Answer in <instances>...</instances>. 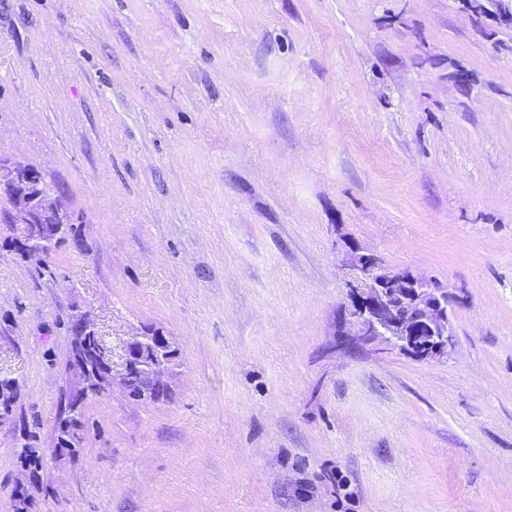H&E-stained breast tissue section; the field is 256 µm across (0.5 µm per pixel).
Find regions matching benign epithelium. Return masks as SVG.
Returning a JSON list of instances; mask_svg holds the SVG:
<instances>
[{"label":"benign epithelium","instance_id":"benign-epithelium-1","mask_svg":"<svg viewBox=\"0 0 512 512\" xmlns=\"http://www.w3.org/2000/svg\"><path fill=\"white\" fill-rule=\"evenodd\" d=\"M14 200L11 220L20 225L17 246L28 254L42 252L55 240L56 228L71 223L69 211L48 199L42 177L26 167L0 163V192ZM362 281L350 287L347 315L364 341L382 339L392 348L422 360L448 357L454 331L448 316V291L438 283L382 267L371 255L354 256ZM67 396L62 410L73 414L88 395V380L104 384L112 378V358L106 348L89 355H71ZM174 353L164 337L144 333L126 349L123 377L160 375Z\"/></svg>","mask_w":512,"mask_h":512}]
</instances>
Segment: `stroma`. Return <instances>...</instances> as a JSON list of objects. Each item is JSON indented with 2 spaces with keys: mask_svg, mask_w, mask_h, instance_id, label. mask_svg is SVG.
I'll return each instance as SVG.
<instances>
[{
  "mask_svg": "<svg viewBox=\"0 0 512 512\" xmlns=\"http://www.w3.org/2000/svg\"><path fill=\"white\" fill-rule=\"evenodd\" d=\"M0 161L84 243L22 256L0 196V512H512V27L461 0H0ZM357 251L447 288V358L358 339ZM77 314L112 388L56 455ZM149 328L160 400L121 384ZM174 353L169 350L163 336H153L145 332L139 339L131 342L126 349L123 377L126 379L149 378L159 376L164 367L170 365Z\"/></svg>",
  "mask_w": 512,
  "mask_h": 512,
  "instance_id": "stroma-1",
  "label": "stroma"
}]
</instances>
